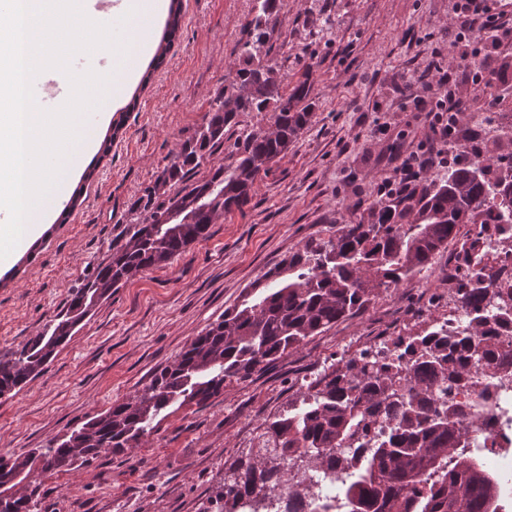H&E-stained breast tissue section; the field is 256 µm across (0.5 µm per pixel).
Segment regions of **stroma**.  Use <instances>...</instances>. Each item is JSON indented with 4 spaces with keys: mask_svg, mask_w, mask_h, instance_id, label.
Instances as JSON below:
<instances>
[{
    "mask_svg": "<svg viewBox=\"0 0 512 512\" xmlns=\"http://www.w3.org/2000/svg\"><path fill=\"white\" fill-rule=\"evenodd\" d=\"M455 0H284L274 21V61L291 87L310 75L313 117L258 184L243 210L170 265L118 288L79 326L46 371L0 398V448L21 454L136 395L154 370L239 303L262 275L313 239L359 221L392 157L419 150L429 133L409 76L428 71ZM253 0H183L181 29L147 85L131 84L96 108L97 140L112 149L92 179L76 170L73 211L49 218L9 266H0V350L33 336L121 246L134 206L200 126L253 16ZM490 83L470 90V127L485 154L512 155V49L492 54ZM454 246L430 271L380 291L366 310L312 337L205 405L171 407L143 444L78 470L39 474L40 512H202L227 461L250 446V424L300 406L305 378L364 342L419 332L451 297Z\"/></svg>",
    "mask_w": 512,
    "mask_h": 512,
    "instance_id": "obj_1",
    "label": "stroma"
}]
</instances>
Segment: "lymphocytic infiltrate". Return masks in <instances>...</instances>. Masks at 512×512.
<instances>
[{
    "label": "lymphocytic infiltrate",
    "mask_w": 512,
    "mask_h": 512,
    "mask_svg": "<svg viewBox=\"0 0 512 512\" xmlns=\"http://www.w3.org/2000/svg\"><path fill=\"white\" fill-rule=\"evenodd\" d=\"M512 47V17L498 5V0H456L448 26V49L436 51L437 59L448 62L441 77L423 73L410 78V85L431 89L421 100L430 116V133L420 150L394 157L393 175L378 184L376 196L391 200L406 196L422 174L430 168L461 165L481 157L480 137L467 131L465 86L487 83V56L490 50ZM465 69L463 80H456L457 69ZM467 135L469 149H461L459 135Z\"/></svg>",
    "instance_id": "f902f5d3"
}]
</instances>
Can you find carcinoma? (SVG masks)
<instances>
[{
    "label": "carcinoma",
    "instance_id": "1",
    "mask_svg": "<svg viewBox=\"0 0 512 512\" xmlns=\"http://www.w3.org/2000/svg\"><path fill=\"white\" fill-rule=\"evenodd\" d=\"M254 16L238 49L235 75L217 91L206 121L180 145L175 160L137 202L142 213L125 243L112 250L68 306L16 350L0 351V398L46 370L57 349L112 291L142 272L166 266L205 239L214 218L242 210L256 184L282 158L312 118L309 73L286 91L281 67L268 59L272 20L280 0H254ZM182 0H170L161 44L150 68L163 63L180 28ZM257 112L268 127L255 131L239 117ZM224 163L196 178L218 148ZM512 158L478 160L448 170L397 204L375 202L368 219L343 224L327 240H312L255 282L241 304L198 334L171 365L156 370L134 397L70 429L44 448L0 456V487L38 464L73 470L101 454L134 448L174 404L204 405L224 383L250 377L344 318L368 307L381 289L395 288L429 269L456 237L460 224L480 225L490 237L512 224V175L492 180L493 167ZM175 187L163 199L164 186ZM457 255L456 308L471 314L455 334L430 327L416 335L388 336L380 349L341 359L318 373L301 395L303 407L258 427V448L236 459L203 512H237L248 499L307 496L318 512H497L500 484L466 456L481 434L480 400L502 385L512 368V288L483 311L484 291L503 270ZM480 387L477 399L457 391ZM336 485V503L322 497L313 473ZM40 485L0 496V512H38Z\"/></svg>",
    "mask_w": 512,
    "mask_h": 512
}]
</instances>
